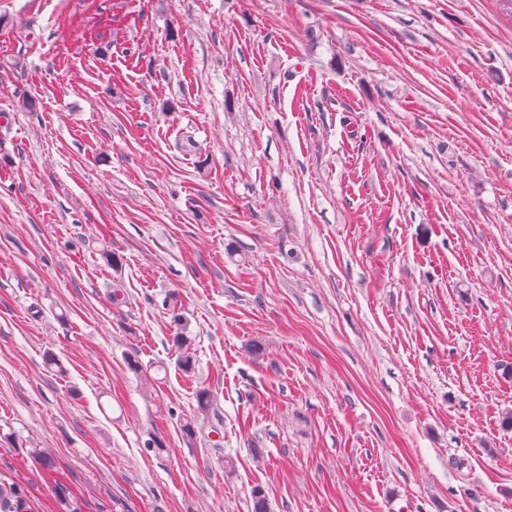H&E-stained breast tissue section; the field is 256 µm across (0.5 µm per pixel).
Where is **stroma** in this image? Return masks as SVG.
<instances>
[{
	"label": "stroma",
	"instance_id": "35a3bbf8",
	"mask_svg": "<svg viewBox=\"0 0 512 512\" xmlns=\"http://www.w3.org/2000/svg\"><path fill=\"white\" fill-rule=\"evenodd\" d=\"M506 364L512 0H0V477L34 512H512Z\"/></svg>",
	"mask_w": 512,
	"mask_h": 512
}]
</instances>
